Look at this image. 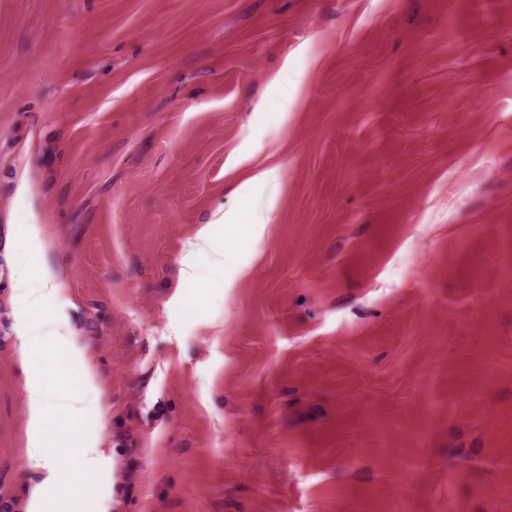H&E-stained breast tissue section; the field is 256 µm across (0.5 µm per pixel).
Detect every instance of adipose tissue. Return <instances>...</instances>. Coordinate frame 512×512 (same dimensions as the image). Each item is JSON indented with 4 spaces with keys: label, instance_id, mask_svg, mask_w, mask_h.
Listing matches in <instances>:
<instances>
[{
    "label": "adipose tissue",
    "instance_id": "ef3b65f1",
    "mask_svg": "<svg viewBox=\"0 0 512 512\" xmlns=\"http://www.w3.org/2000/svg\"><path fill=\"white\" fill-rule=\"evenodd\" d=\"M16 235L41 244L40 253L19 254L14 259V289L23 301L16 328L27 371V445L34 450V467L39 472L38 481L30 489L28 512H85L87 502L77 484L60 479L48 424L58 411H80L87 397L97 394L96 364L78 344L75 334L62 336L53 328L42 335L32 334L34 318L52 317L67 288L45 259L50 244L43 239L41 225H18ZM52 353L57 355L61 368L49 374L44 363Z\"/></svg>",
    "mask_w": 512,
    "mask_h": 512
}]
</instances>
